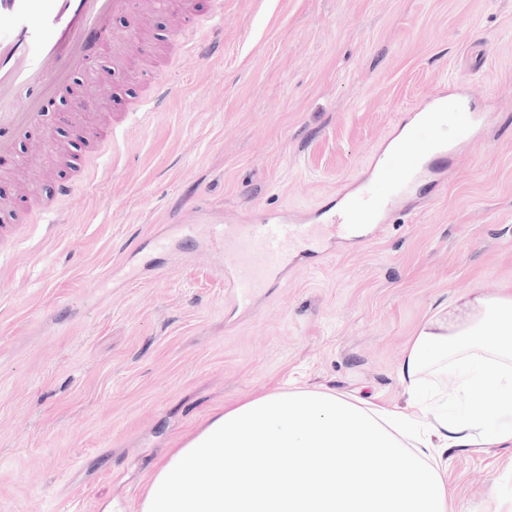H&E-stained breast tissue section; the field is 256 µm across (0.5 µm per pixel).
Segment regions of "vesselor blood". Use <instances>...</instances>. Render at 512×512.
<instances>
[{
  "label": "vessel or blood",
  "mask_w": 512,
  "mask_h": 512,
  "mask_svg": "<svg viewBox=\"0 0 512 512\" xmlns=\"http://www.w3.org/2000/svg\"><path fill=\"white\" fill-rule=\"evenodd\" d=\"M116 15L139 28L133 0H0V156L14 155L19 137L43 123V105L97 54L100 35ZM169 84L153 79L147 97L133 99L128 117L161 108ZM444 139H426L412 127L404 148L382 162L379 186L363 185L352 204L324 223L261 218L241 224H213L208 233L222 243L224 281L237 305L245 307L278 277L288 252L304 249L325 235L346 236L354 225L386 224L395 201L424 173L446 162Z\"/></svg>",
  "instance_id": "vessel-or-blood-1"
}]
</instances>
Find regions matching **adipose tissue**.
Returning <instances> with one entry per match:
<instances>
[{
	"instance_id": "ef3b65f1",
	"label": "adipose tissue",
	"mask_w": 512,
	"mask_h": 512,
	"mask_svg": "<svg viewBox=\"0 0 512 512\" xmlns=\"http://www.w3.org/2000/svg\"><path fill=\"white\" fill-rule=\"evenodd\" d=\"M399 374L401 407L274 389L214 413L151 474L139 512H453L445 452L512 447V294L440 306Z\"/></svg>"
}]
</instances>
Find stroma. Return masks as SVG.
<instances>
[{
	"instance_id": "obj_1",
	"label": "stroma",
	"mask_w": 512,
	"mask_h": 512,
	"mask_svg": "<svg viewBox=\"0 0 512 512\" xmlns=\"http://www.w3.org/2000/svg\"><path fill=\"white\" fill-rule=\"evenodd\" d=\"M137 0L172 32L181 4ZM223 54L185 59L154 43L165 108L133 125L64 223L0 255V512H137L152 471L214 412L287 385L400 402L405 343L470 290L512 292V0H224ZM100 63L46 100L42 128L0 158V197L33 215L63 159L33 147L100 86ZM461 88L440 134L443 175L416 183L379 234L289 266L236 306L204 236L151 250L157 225L316 216L374 179L417 113ZM480 121L460 134L467 112ZM155 269L128 276L139 258ZM455 512L512 502V448L447 452Z\"/></svg>"
}]
</instances>
